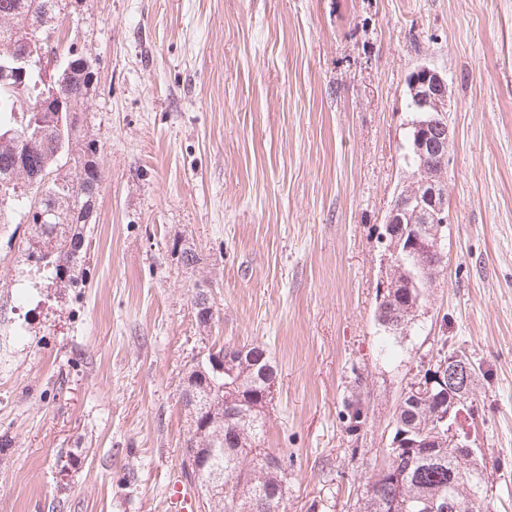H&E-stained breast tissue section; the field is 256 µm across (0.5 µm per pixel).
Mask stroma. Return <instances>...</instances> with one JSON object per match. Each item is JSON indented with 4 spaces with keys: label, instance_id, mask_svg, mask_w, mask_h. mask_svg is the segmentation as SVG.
I'll list each match as a JSON object with an SVG mask.
<instances>
[{
    "label": "stroma",
    "instance_id": "35a3bbf8",
    "mask_svg": "<svg viewBox=\"0 0 512 512\" xmlns=\"http://www.w3.org/2000/svg\"><path fill=\"white\" fill-rule=\"evenodd\" d=\"M62 30L95 62L105 180L79 284L0 233V512H170L180 383L208 342L270 353L261 445L288 453L285 512H354L420 360L465 352L483 507L512 512V0H77ZM423 63L451 90L450 224L395 337L381 233L415 179Z\"/></svg>",
    "mask_w": 512,
    "mask_h": 512
}]
</instances>
